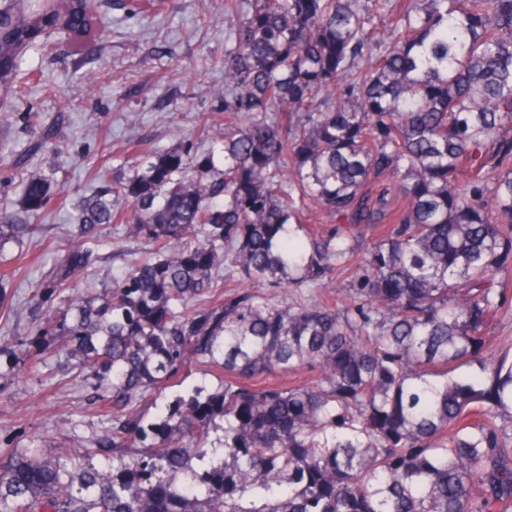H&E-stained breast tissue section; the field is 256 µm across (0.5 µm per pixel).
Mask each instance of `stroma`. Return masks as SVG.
Here are the masks:
<instances>
[{
  "mask_svg": "<svg viewBox=\"0 0 512 512\" xmlns=\"http://www.w3.org/2000/svg\"><path fill=\"white\" fill-rule=\"evenodd\" d=\"M110 24L92 48L74 52L54 35L24 57L52 85H35L23 104L0 112V213L23 209L29 173L49 177L50 198L24 242L0 243V448H38L50 457L79 455L111 425L91 399L93 389L77 360L62 351L47 357L37 378L26 376L38 350L45 315H61L65 293L45 276L61 259L76 227L77 206L101 182L127 173L146 155L180 145L212 151L200 138L197 115L224 117V49L237 18L224 0H165L161 12L135 9L132 0H101ZM37 113L30 125L28 113ZM86 270L96 286L111 284L141 254L144 241L122 227L101 225Z\"/></svg>",
  "mask_w": 512,
  "mask_h": 512,
  "instance_id": "obj_1",
  "label": "stroma"
}]
</instances>
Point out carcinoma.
<instances>
[{"mask_svg":"<svg viewBox=\"0 0 512 512\" xmlns=\"http://www.w3.org/2000/svg\"><path fill=\"white\" fill-rule=\"evenodd\" d=\"M106 27L97 0H0V108L26 51ZM230 41L224 123L199 119L224 169L172 148L79 205L41 335L68 338L112 427L79 465L0 449V512H512V356L487 331L512 311V0H245ZM49 190L26 177L0 241ZM304 213L389 220L346 302L219 290L330 287L355 237L302 239ZM103 224L152 249L100 293L81 278ZM193 365L222 389L137 408ZM297 369L315 378L258 382Z\"/></svg>","mask_w":512,"mask_h":512,"instance_id":"obj_1","label":"carcinoma"}]
</instances>
